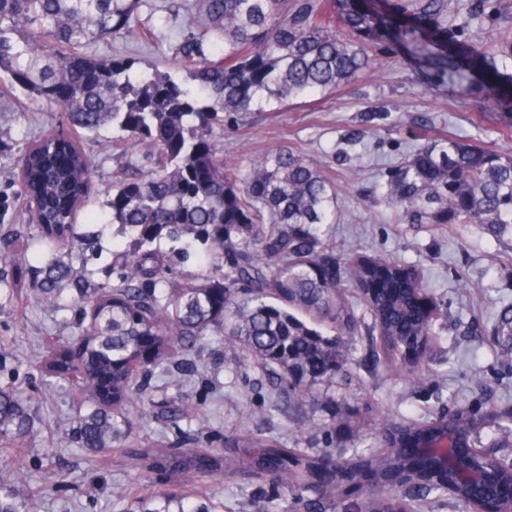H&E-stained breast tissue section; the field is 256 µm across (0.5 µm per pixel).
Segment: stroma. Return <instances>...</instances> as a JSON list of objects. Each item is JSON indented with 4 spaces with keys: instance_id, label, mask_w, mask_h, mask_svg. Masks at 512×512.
<instances>
[{
    "instance_id": "obj_1",
    "label": "stroma",
    "mask_w": 512,
    "mask_h": 512,
    "mask_svg": "<svg viewBox=\"0 0 512 512\" xmlns=\"http://www.w3.org/2000/svg\"><path fill=\"white\" fill-rule=\"evenodd\" d=\"M184 0H145L138 20L158 28L150 43L127 34L90 46V54L131 57L171 69L167 44L193 17ZM459 62L469 64V83L484 81L469 63L501 32L512 33V0H457L448 17ZM412 44H389L375 66L357 81L317 101L279 112H251L215 131L225 157L241 170L269 150L285 147L324 166L336 188V221L324 231L337 248L389 258L417 268L442 314L430 348L431 377L412 385L385 366L364 363L368 336L340 350L352 364L351 381L315 382L304 404L278 402L267 374L242 350L220 336L205 339L197 373L180 387L155 375L145 412L133 421L131 441L174 452L221 451L244 434L272 438L288 448L345 460L374 424L388 419L424 423L449 402L486 412L512 407V368L496 354L491 329L498 311L512 304V252L465 224H398L379 189L389 170L409 158L425 139L456 138L508 151L501 131L512 124V106L488 93L460 95L452 79L434 82ZM56 105L20 93L0 96V149L14 153L23 140L64 122ZM65 291L60 307L17 300L0 308V385L11 388L35 415L33 435L22 448H0V467L21 457V477L0 481L19 512H136L144 491L172 490L210 512H268L282 490L271 480L215 478L192 474L173 479L163 469L140 473L123 450L90 456L68 432L77 408L69 384L42 373L36 362L45 347L78 336L77 314ZM194 408L187 417H166L173 399Z\"/></svg>"
}]
</instances>
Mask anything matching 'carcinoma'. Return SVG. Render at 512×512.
I'll use <instances>...</instances> for the list:
<instances>
[{"label":"carcinoma","mask_w":512,"mask_h":512,"mask_svg":"<svg viewBox=\"0 0 512 512\" xmlns=\"http://www.w3.org/2000/svg\"><path fill=\"white\" fill-rule=\"evenodd\" d=\"M141 0H0V76L13 89L57 104L66 123L19 147L10 157L16 194L25 203L31 239L20 252L6 233L0 273L7 301L55 303L76 292L86 324L80 346L53 344L39 368L89 395L71 422L73 439L97 453L124 438L150 379L159 370L179 385L188 355L215 332L275 377L288 401L306 398L303 375L335 380L344 368L327 322L348 341L375 333L376 361L419 376L416 342L433 333L432 305L410 266L352 254L320 234L335 223L336 188L324 170L286 148L252 163L241 178L213 139L224 120L308 103L349 85L371 68L372 21L347 0H195L193 27L168 44L185 73L87 53L92 43L133 31ZM404 12L433 24L438 37L415 52L443 76L460 70L448 54V13L454 0H402ZM112 131L120 176L104 190L107 220L86 210L93 195L92 158L81 141ZM135 146L145 165L127 151ZM383 197L397 221L473 224L512 249V151L452 139L418 148L390 175ZM100 227L78 231L79 223ZM118 225L127 242L100 267L101 228ZM166 239L165 250L158 241ZM198 259L204 270L184 278L176 263ZM39 270L32 271V263ZM358 288L371 323L346 302ZM502 363L512 365V305L494 327ZM476 414L448 407L422 425L380 423L388 451L354 452L339 469L277 441L245 436L235 452L165 453L130 448L135 468L179 477L272 476L285 499L315 489L321 498L345 483L366 491L363 512H416L429 496H454L460 512H485L484 498L460 484L453 468L417 448L445 444L460 466L478 463L487 489L512 512V464L480 449L466 421ZM34 428L29 408L0 389V448H20ZM395 482L396 495L379 484Z\"/></svg>","instance_id":"obj_1"}]
</instances>
